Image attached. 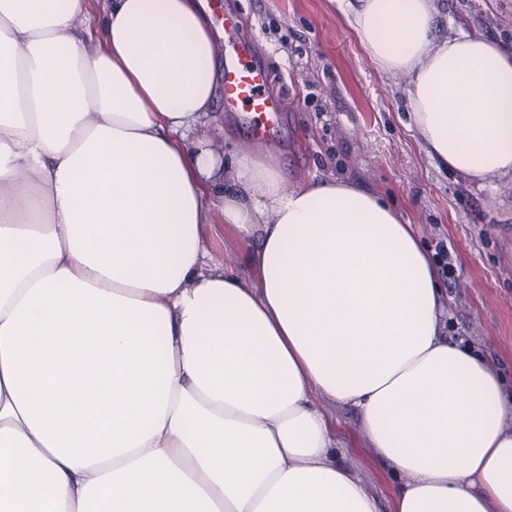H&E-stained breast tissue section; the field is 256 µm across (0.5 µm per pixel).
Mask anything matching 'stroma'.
Returning a JSON list of instances; mask_svg holds the SVG:
<instances>
[{
    "label": "stroma",
    "mask_w": 512,
    "mask_h": 512,
    "mask_svg": "<svg viewBox=\"0 0 512 512\" xmlns=\"http://www.w3.org/2000/svg\"><path fill=\"white\" fill-rule=\"evenodd\" d=\"M255 42L273 87L291 101L278 139H251L217 112L225 151L273 149L289 185L312 177L364 184L396 202L429 252L447 245L453 277L448 339L480 351L512 385V181H470L441 167L408 123L404 75L379 70L350 27L349 0H218ZM437 35L472 31L512 44V0H437ZM338 461L392 512L396 483L358 433L351 408L334 412Z\"/></svg>",
    "instance_id": "stroma-1"
}]
</instances>
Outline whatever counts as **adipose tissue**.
<instances>
[{"mask_svg": "<svg viewBox=\"0 0 512 512\" xmlns=\"http://www.w3.org/2000/svg\"><path fill=\"white\" fill-rule=\"evenodd\" d=\"M436 0H358L444 168L512 179V48L436 37ZM200 0H0V512H512V396L443 334L438 269L353 181L288 187L210 144ZM224 226L242 254L211 261ZM212 250L215 256L224 259V264L227 266H235L239 263L237 253L225 251L224 252V226L221 224L214 225L208 232ZM333 418L340 440L336 448L337 460L363 480L369 493L377 498L381 512H391L397 481L371 449L364 448L366 446L361 443L358 412L353 408H336Z\"/></svg>", "mask_w": 512, "mask_h": 512, "instance_id": "ef3b65f1", "label": "adipose tissue"}]
</instances>
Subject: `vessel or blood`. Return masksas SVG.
<instances>
[{"label":"vessel or blood","instance_id":"1","mask_svg":"<svg viewBox=\"0 0 512 512\" xmlns=\"http://www.w3.org/2000/svg\"><path fill=\"white\" fill-rule=\"evenodd\" d=\"M223 31L219 39L223 109L240 114L256 138H273L285 102L270 93V73L257 61L254 43L240 36L238 23L232 16H225Z\"/></svg>","mask_w":512,"mask_h":512}]
</instances>
